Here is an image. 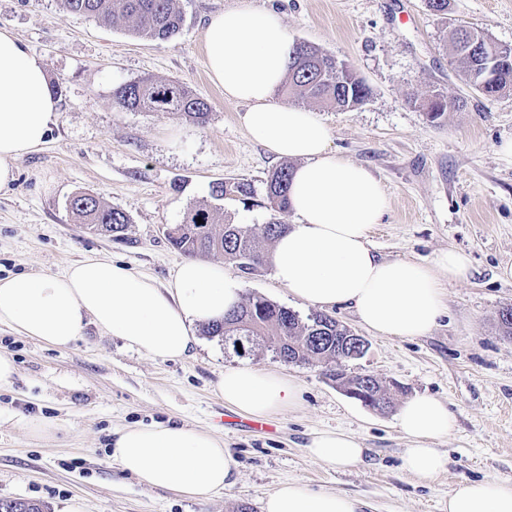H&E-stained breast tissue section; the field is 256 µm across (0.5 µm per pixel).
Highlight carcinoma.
<instances>
[{"mask_svg":"<svg viewBox=\"0 0 512 512\" xmlns=\"http://www.w3.org/2000/svg\"><path fill=\"white\" fill-rule=\"evenodd\" d=\"M69 12L92 16L106 26L122 25L133 35L153 40H167L184 24L182 11L175 0H59ZM451 55L464 70L470 86L485 97H494L512 89V45L492 40L483 31L460 26L451 31ZM347 64L336 56L303 42L295 43L293 62L282 91L301 100H311L336 110H347L363 104L370 90L355 75L346 72ZM113 102L121 109L139 112H171L198 125L206 124L209 105L179 81L153 76L123 84L113 91ZM430 119L436 120L448 111H461L465 102L448 99L440 91L424 100ZM291 169L273 170L264 188V200L274 212L287 210V192ZM215 200L235 198L244 205L254 204L257 190L244 179L216 181L210 186ZM69 210L87 228L124 240L129 224L121 210L104 205L91 194L81 193L69 201ZM202 221H197V218ZM285 228L273 219L261 234L243 230L224 219L218 208L199 207L190 210L184 221L171 226L166 234L169 243L189 258L220 253L242 273L252 275L264 265L266 243L272 242ZM203 333L219 337L224 348L234 354H249L263 348L274 358L286 357L291 363H304L324 369L325 376L341 386L359 385L365 390V405L388 409L390 393L377 378L367 373L337 370L336 364H349L364 352L347 344L350 331L327 314H315L302 320L299 314L267 298L254 295L240 303L224 319L203 327ZM0 512H43L32 502L0 501Z\"/></svg>","mask_w":512,"mask_h":512,"instance_id":"obj_1","label":"carcinoma"}]
</instances>
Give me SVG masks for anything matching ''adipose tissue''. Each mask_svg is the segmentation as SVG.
<instances>
[{
    "instance_id": "obj_1",
    "label": "adipose tissue",
    "mask_w": 512,
    "mask_h": 512,
    "mask_svg": "<svg viewBox=\"0 0 512 512\" xmlns=\"http://www.w3.org/2000/svg\"><path fill=\"white\" fill-rule=\"evenodd\" d=\"M211 80L229 101L243 103L240 120L273 155L295 161L288 209L295 221L276 238L270 255L276 282L296 299L321 308L345 305L374 335H427L446 310L443 279L470 272L469 257L441 253L434 264L378 258L369 234L388 207L386 191L369 169L330 147L315 111L274 100L292 61L294 42L280 15L254 11L248 0L211 15L205 30ZM58 118L43 58L0 29V191L15 179V157L45 143ZM240 301V288L223 266L202 258L182 261L168 286L109 260L87 258L59 275L20 273L0 278V325L34 341L65 347L86 323L154 358L188 356L198 345L195 327L221 319ZM215 389L226 406L255 419L296 406L299 384L290 376L251 367L226 369ZM397 425L410 446L402 469L433 479L448 468L434 441L454 429L439 398L408 399ZM305 453L333 468L363 462L358 439L343 431L310 435ZM111 455L123 473L150 489L186 498L208 497L231 483V452L213 433L175 422L116 430ZM359 499L285 483L269 493L263 512H362ZM444 512H512V480L494 477L458 483Z\"/></svg>"
}]
</instances>
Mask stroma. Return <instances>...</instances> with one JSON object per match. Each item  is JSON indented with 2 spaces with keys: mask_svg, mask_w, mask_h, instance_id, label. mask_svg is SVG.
Masks as SVG:
<instances>
[{
  "mask_svg": "<svg viewBox=\"0 0 512 512\" xmlns=\"http://www.w3.org/2000/svg\"><path fill=\"white\" fill-rule=\"evenodd\" d=\"M251 3L277 10L293 41L347 61L371 90L361 106L318 114L333 149L385 187L388 209L369 236L377 257L430 264L454 249L471 260L468 279L445 283L447 310L428 335L379 337L352 309L330 311L368 341L351 371L400 386L396 403L422 393L447 403L455 430L436 443L448 456L447 471L430 481L407 474L401 457L409 442L394 411H374L336 389L320 368L285 365L268 351L228 355L219 338L204 336L192 356L162 360L91 323L66 348L0 326V353L18 369L12 386L0 390V500L36 501L45 512H262L269 493L298 481L351 494L365 512H443L462 480H512V336L499 322L501 308L512 304V279L500 276L512 266V163L498 152L512 139V90L492 98L474 93L446 46L458 25L512 44V0H448L444 16L426 0ZM238 4L176 0L182 31L151 41L68 12L58 0H0V29L42 55L61 88L45 144L13 160L16 180L0 192V278L56 274L95 257L167 285L184 256L164 227L182 223L192 207L212 205L215 180L244 178L262 187L280 162L249 138L239 119L243 104L225 99L206 66L209 15ZM144 76L185 83L209 104L208 123L116 107L114 90ZM437 90L465 100V108L433 120L408 101ZM80 192L127 214L126 241L73 221L67 203ZM214 260L242 296H264L303 318L316 314L274 280L270 266L247 276L222 255ZM240 366L283 369L299 381V402L273 417L274 433L223 423L230 409L215 384L224 369ZM28 415L55 421L56 433L31 437L20 425ZM167 420L221 437L236 464L233 484L186 500L123 475L110 457L113 429ZM324 429L356 437L363 463L334 469L308 457L309 434Z\"/></svg>",
  "mask_w": 512,
  "mask_h": 512,
  "instance_id": "1",
  "label": "stroma"
}]
</instances>
